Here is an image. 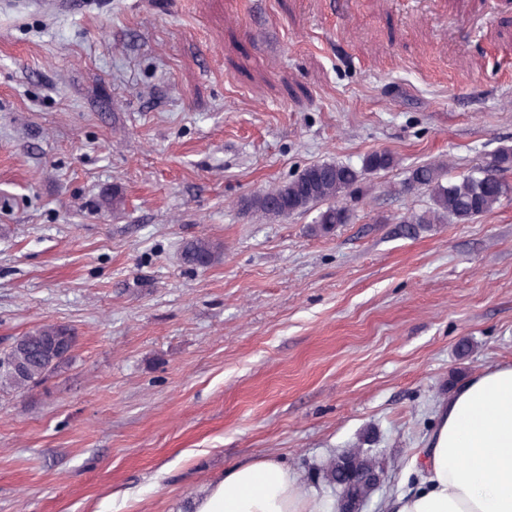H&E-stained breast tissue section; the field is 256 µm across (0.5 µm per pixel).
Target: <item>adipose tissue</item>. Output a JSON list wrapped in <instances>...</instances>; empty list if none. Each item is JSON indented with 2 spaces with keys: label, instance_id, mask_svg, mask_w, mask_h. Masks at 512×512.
<instances>
[{
  "label": "adipose tissue",
  "instance_id": "1",
  "mask_svg": "<svg viewBox=\"0 0 512 512\" xmlns=\"http://www.w3.org/2000/svg\"><path fill=\"white\" fill-rule=\"evenodd\" d=\"M436 415L408 466L414 488L392 496L386 512H512V364L456 385ZM191 512H329V502L264 457L227 469Z\"/></svg>",
  "mask_w": 512,
  "mask_h": 512
}]
</instances>
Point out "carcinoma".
Returning <instances> with one entry per match:
<instances>
[{
  "label": "carcinoma",
  "mask_w": 512,
  "mask_h": 512,
  "mask_svg": "<svg viewBox=\"0 0 512 512\" xmlns=\"http://www.w3.org/2000/svg\"><path fill=\"white\" fill-rule=\"evenodd\" d=\"M395 158L388 151L366 155L361 165L338 162H319L305 167L297 176L280 186L255 191L239 201L243 214L263 220L317 210L307 232L314 237L327 236L341 224H350L354 213L341 206V200L359 192L367 176L394 167ZM512 171V146L498 149L489 162L468 173L448 178L447 165L429 163L415 167L403 183V190H422L428 193L431 207L411 212L400 221V231L405 236H417L431 231L447 218L458 224H468L494 210L512 191L504 174ZM221 244L205 238L184 242L182 261L194 268H207L221 255ZM68 327L43 325L20 337L15 350L26 359L23 371L0 369V389L21 391L35 386L46 378L48 360L46 349L52 346L53 337L67 335ZM385 472L384 464L368 450L357 446L332 458L323 469V479L335 487L342 479H349L352 495L367 497L370 487L362 477L368 473Z\"/></svg>",
  "instance_id": "1"
}]
</instances>
